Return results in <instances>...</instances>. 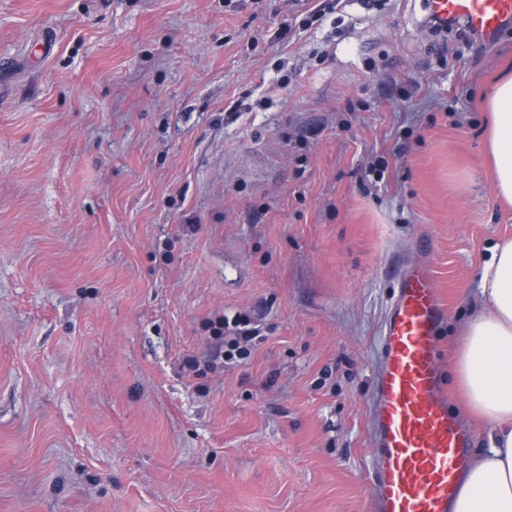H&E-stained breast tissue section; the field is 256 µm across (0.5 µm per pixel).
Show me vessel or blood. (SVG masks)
<instances>
[{
  "instance_id": "obj_1",
  "label": "vessel or blood",
  "mask_w": 512,
  "mask_h": 512,
  "mask_svg": "<svg viewBox=\"0 0 512 512\" xmlns=\"http://www.w3.org/2000/svg\"><path fill=\"white\" fill-rule=\"evenodd\" d=\"M430 14L462 20L490 40L512 24V0H429ZM448 310L429 267L398 278L374 382L372 431L378 512H450L471 456L473 432L450 412L441 383L438 331Z\"/></svg>"
}]
</instances>
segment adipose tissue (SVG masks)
Returning <instances> with one entry per match:
<instances>
[{
  "mask_svg": "<svg viewBox=\"0 0 512 512\" xmlns=\"http://www.w3.org/2000/svg\"><path fill=\"white\" fill-rule=\"evenodd\" d=\"M488 149L500 199L512 205V75L489 96ZM482 310L469 320L456 377L472 408L492 426L452 512H512V238L494 242L479 274Z\"/></svg>",
  "mask_w": 512,
  "mask_h": 512,
  "instance_id": "ef3b65f1",
  "label": "adipose tissue"
}]
</instances>
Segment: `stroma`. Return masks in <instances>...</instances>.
Listing matches in <instances>:
<instances>
[{"instance_id": "stroma-1", "label": "stroma", "mask_w": 512, "mask_h": 512, "mask_svg": "<svg viewBox=\"0 0 512 512\" xmlns=\"http://www.w3.org/2000/svg\"><path fill=\"white\" fill-rule=\"evenodd\" d=\"M0 0V512H368L401 268L451 410L512 237L478 46L426 0ZM255 318L248 358L211 321Z\"/></svg>"}]
</instances>
